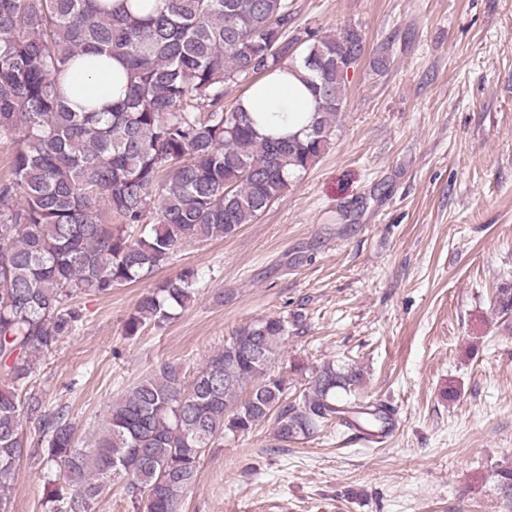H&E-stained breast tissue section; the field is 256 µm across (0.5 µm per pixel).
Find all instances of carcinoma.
Returning a JSON list of instances; mask_svg holds the SVG:
<instances>
[{
  "label": "carcinoma",
  "mask_w": 512,
  "mask_h": 512,
  "mask_svg": "<svg viewBox=\"0 0 512 512\" xmlns=\"http://www.w3.org/2000/svg\"><path fill=\"white\" fill-rule=\"evenodd\" d=\"M289 0H0V135L12 178L0 181V512L22 459L50 470L51 512H92L123 484L135 512H180L206 450L274 419V439L313 437L332 420L385 431L388 407L359 401V371L327 361L295 397L275 365L288 318L241 327L191 376L174 364L130 386L81 447L61 411L47 412L37 362L82 318L70 300L147 279L184 245L253 223L324 153L343 109L345 64L364 33L288 36ZM119 61L121 96L71 107L83 56ZM304 71L315 111L302 135H266L226 89ZM200 288L184 271L144 293L127 336L157 326ZM512 329V284L497 288ZM38 423L28 437L23 418ZM512 509V465L496 472Z\"/></svg>",
  "instance_id": "obj_1"
}]
</instances>
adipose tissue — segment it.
Here are the masks:
<instances>
[{"label": "adipose tissue", "mask_w": 512, "mask_h": 512, "mask_svg": "<svg viewBox=\"0 0 512 512\" xmlns=\"http://www.w3.org/2000/svg\"><path fill=\"white\" fill-rule=\"evenodd\" d=\"M73 90L78 96L111 99L126 82L120 63L100 68L87 62L73 74ZM245 112L257 117L261 132L271 134L298 133L308 124L314 101L298 76L277 72L256 81L241 97Z\"/></svg>", "instance_id": "obj_1"}]
</instances>
